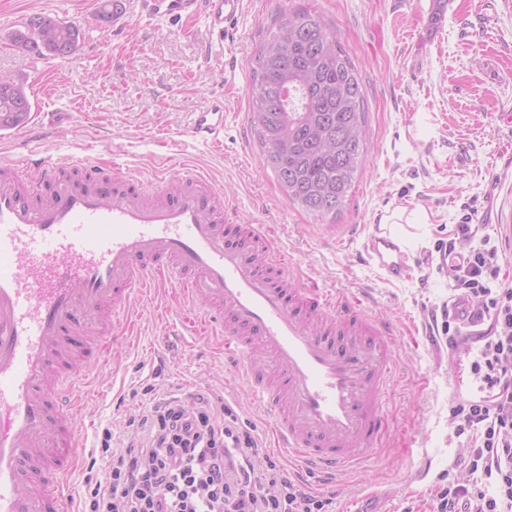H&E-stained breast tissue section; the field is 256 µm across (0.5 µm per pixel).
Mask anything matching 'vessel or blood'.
Masks as SVG:
<instances>
[{
	"instance_id": "1",
	"label": "vessel or blood",
	"mask_w": 512,
	"mask_h": 512,
	"mask_svg": "<svg viewBox=\"0 0 512 512\" xmlns=\"http://www.w3.org/2000/svg\"><path fill=\"white\" fill-rule=\"evenodd\" d=\"M246 0H145L153 15H204L225 35ZM224 133V101L186 134ZM368 265L399 281L411 258L387 229L365 235ZM165 287L243 377L278 445L307 468L359 466L383 438L389 329L363 303L305 284L267 226L235 224L224 194L189 170L144 188L136 172L85 159L0 165V512H75L64 481L81 439L72 367L94 371L132 322L134 293Z\"/></svg>"
}]
</instances>
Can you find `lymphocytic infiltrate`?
Returning a JSON list of instances; mask_svg holds the SVG:
<instances>
[{
	"mask_svg": "<svg viewBox=\"0 0 512 512\" xmlns=\"http://www.w3.org/2000/svg\"><path fill=\"white\" fill-rule=\"evenodd\" d=\"M479 230L456 225L437 251L464 307L442 308L441 336L452 350L478 344L470 374L479 396L450 414L456 435L473 440L468 472L486 486L439 487L435 512H512V286L498 283L496 249L471 248ZM237 421L223 398L157 402L140 416L136 441L110 452L81 512H329V499L307 491Z\"/></svg>",
	"mask_w": 512,
	"mask_h": 512,
	"instance_id": "obj_1",
	"label": "lymphocytic infiltrate"
}]
</instances>
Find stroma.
I'll return each instance as SVG.
<instances>
[{
  "mask_svg": "<svg viewBox=\"0 0 512 512\" xmlns=\"http://www.w3.org/2000/svg\"><path fill=\"white\" fill-rule=\"evenodd\" d=\"M99 4L0 0V76L21 81L33 107L0 139V160L29 150L93 163L115 158L146 185L162 171L176 178L196 170L219 184L237 223L275 226L301 278L363 294L369 315L391 327L389 434L336 478L294 462L288 468L331 499L333 512H432L437 487L469 478L471 442L455 436L449 409L477 394L467 355L429 332L432 311L452 295L438 241L456 225H480L479 239L499 249L502 282L512 284V250L487 221L494 209L512 219V0H247L223 51L209 57L204 17H153L143 0H131L132 18L116 32L95 21ZM285 9L321 16L366 92L369 150L332 234L288 203L250 123L253 60ZM35 14L80 26L74 55L37 58L11 42L14 17ZM213 95L224 98L222 143L183 137L192 112ZM397 211L416 218L396 230L417 263L389 284L363 262V240L348 238L346 227ZM132 304L126 340L85 381L76 415L84 450L68 475L77 500L104 477L103 443L125 447L130 419L165 396L226 397L264 444L272 442L260 404L214 341L171 335L184 313L171 293L139 292Z\"/></svg>",
  "mask_w": 512,
  "mask_h": 512,
  "instance_id": "obj_1",
  "label": "stroma"
}]
</instances>
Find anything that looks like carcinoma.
<instances>
[{
	"label": "carcinoma",
	"mask_w": 512,
	"mask_h": 512,
	"mask_svg": "<svg viewBox=\"0 0 512 512\" xmlns=\"http://www.w3.org/2000/svg\"><path fill=\"white\" fill-rule=\"evenodd\" d=\"M37 27L57 32L59 45L40 44ZM254 59L251 123L263 165L289 201L322 222L336 221L351 193L368 144L365 89L336 33L308 10L278 13ZM81 37L74 23L34 15L11 42L37 57L72 56ZM30 112L23 84L0 86V130Z\"/></svg>",
	"instance_id": "obj_1"
}]
</instances>
